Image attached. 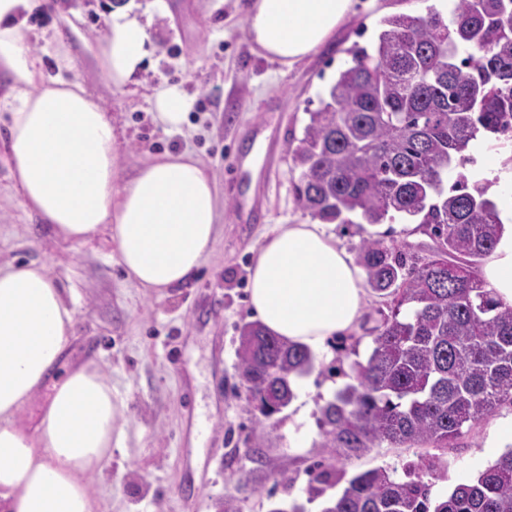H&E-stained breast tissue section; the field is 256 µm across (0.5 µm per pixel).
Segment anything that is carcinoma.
Returning a JSON list of instances; mask_svg holds the SVG:
<instances>
[{
	"label": "carcinoma",
	"mask_w": 512,
	"mask_h": 512,
	"mask_svg": "<svg viewBox=\"0 0 512 512\" xmlns=\"http://www.w3.org/2000/svg\"><path fill=\"white\" fill-rule=\"evenodd\" d=\"M376 46L354 45L321 107L291 149L300 207L330 224L413 220L435 241L430 259L411 260L368 235L358 245L367 285L391 298L354 382L323 407L324 457L307 489L344 483L323 512H512V448L439 499L448 462L421 455L403 475L336 472L338 457L391 446L452 448L464 428L512 404V308L478 273L502 236L489 185L462 172L471 143L512 133V0H453L444 14L383 21ZM456 174L453 184L448 177ZM238 373L262 425L287 408L312 351L240 328Z\"/></svg>",
	"instance_id": "1"
}]
</instances>
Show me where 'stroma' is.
<instances>
[{
	"instance_id": "obj_1",
	"label": "stroma",
	"mask_w": 512,
	"mask_h": 512,
	"mask_svg": "<svg viewBox=\"0 0 512 512\" xmlns=\"http://www.w3.org/2000/svg\"><path fill=\"white\" fill-rule=\"evenodd\" d=\"M53 2L52 12L29 19L28 42L43 53L44 31L55 26L62 32L75 75L112 121L121 175L164 153L187 150L214 176L222 203L220 233L202 267L158 296L126 281L108 233L81 245L56 239L22 205L0 160V264L48 268L75 302L77 322L64 364L97 365L122 405L120 446L109 466L91 476L92 490L104 499L106 512H218L229 496L237 498L240 512H268L271 502L288 497L304 503L306 512H321L322 500H309L306 492L309 467L323 456L321 409L351 382L354 361L369 356L371 330L389 314L390 301L367 292L355 327L317 354L292 403L261 426L237 371L239 329L254 319L250 267L276 225L312 221L295 198L289 147L339 71L351 64L350 47L373 46L383 19L423 14L438 0H354L330 39L288 69L255 53L246 0H134L151 14L156 50L120 91L104 78L92 51L106 31L112 0ZM165 82L180 85L192 100L176 132L155 121L148 103ZM272 138L280 147L275 167L239 176L243 191L262 196L264 220L239 223L226 175L229 158L251 154L261 163ZM369 231L419 257L435 246L415 223L376 224ZM511 419L512 405L502 404L469 427L457 447L446 449L447 477L436 482L433 497L472 481L493 462L486 445ZM255 452L267 469H287L292 487L272 478L244 482ZM419 455L416 448L382 444L338 466L349 474L392 469Z\"/></svg>"
}]
</instances>
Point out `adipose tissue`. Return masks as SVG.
Instances as JSON below:
<instances>
[{
	"label": "adipose tissue",
	"instance_id": "obj_1",
	"mask_svg": "<svg viewBox=\"0 0 512 512\" xmlns=\"http://www.w3.org/2000/svg\"><path fill=\"white\" fill-rule=\"evenodd\" d=\"M51 0H0V130L11 180L24 207L60 239L83 244L101 229L115 242L127 278L157 292L186 282L219 234V199L204 163L174 152L119 177L112 122L82 82L59 31L48 42L56 73L31 50L29 17ZM353 0H251L248 34L259 55L289 67L324 44ZM94 49L114 89L139 71L151 42L133 8L110 13ZM189 100L155 89L159 125L180 130ZM502 306L512 307V224L482 270ZM249 298L265 330L319 349L353 329L365 288L358 267L321 224H280L256 252ZM75 306L45 267L0 265V512H100L89 477L119 446L121 406L96 366L58 373L73 334ZM52 392L35 427L21 413L45 381Z\"/></svg>",
	"mask_w": 512,
	"mask_h": 512
}]
</instances>
